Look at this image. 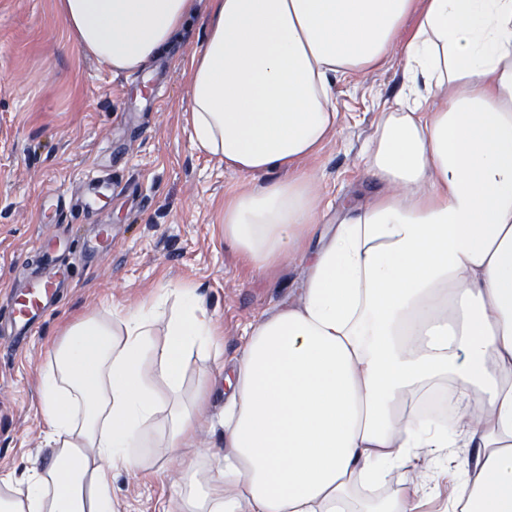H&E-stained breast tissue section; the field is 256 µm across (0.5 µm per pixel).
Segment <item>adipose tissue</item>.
Segmentation results:
<instances>
[{
  "instance_id": "adipose-tissue-1",
  "label": "adipose tissue",
  "mask_w": 512,
  "mask_h": 512,
  "mask_svg": "<svg viewBox=\"0 0 512 512\" xmlns=\"http://www.w3.org/2000/svg\"><path fill=\"white\" fill-rule=\"evenodd\" d=\"M193 0H61L85 54L147 70ZM410 112L367 148L369 205L321 221L306 169L336 131L337 81L384 61L407 18ZM190 57L199 150L261 189L224 200V239L251 271L301 246L299 305L250 324L224 364V453L189 465L175 512H420L433 473L374 496L394 469L457 448L448 512H512V0H210ZM448 93L431 110L419 86ZM153 376L142 359L157 324ZM196 286L71 324L52 347L42 415L50 459L0 475V512H112L115 474L190 446L215 382L183 404L187 359L219 348Z\"/></svg>"
}]
</instances>
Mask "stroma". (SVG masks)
Wrapping results in <instances>:
<instances>
[{
    "mask_svg": "<svg viewBox=\"0 0 512 512\" xmlns=\"http://www.w3.org/2000/svg\"><path fill=\"white\" fill-rule=\"evenodd\" d=\"M205 35L202 17L190 18L149 73L115 74L75 46L58 0H0V306L24 291L39 247L58 253L68 276L26 346L0 343V474L23 478L49 455L42 380L51 340L65 324L137 306L166 286L201 285L221 348L191 359L192 382L204 371L222 374L255 319L301 301L299 256L252 275L224 240L225 196L261 181L190 139L184 68ZM404 83L397 46L380 66L337 82L336 132L306 164L324 221L347 203L370 200L365 148ZM103 182L112 196L86 216L82 205ZM223 417L219 394L193 447L164 459L162 474L118 476L114 512H172L187 465L223 454Z\"/></svg>",
    "mask_w": 512,
    "mask_h": 512,
    "instance_id": "obj_1",
    "label": "stroma"
}]
</instances>
